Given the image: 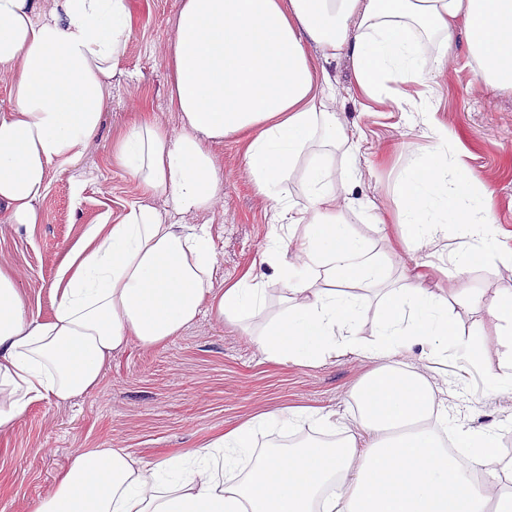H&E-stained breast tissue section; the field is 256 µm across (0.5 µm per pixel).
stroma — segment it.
<instances>
[{
	"mask_svg": "<svg viewBox=\"0 0 512 512\" xmlns=\"http://www.w3.org/2000/svg\"><path fill=\"white\" fill-rule=\"evenodd\" d=\"M179 5L180 0H128L132 33L124 74L112 84L99 134L78 165L51 172L37 205L38 223L0 224V268L16 276L29 317L52 316L57 270L88 226L107 213L120 218L144 199L138 180L113 157L114 139L143 112L168 130L180 127V115L169 102L165 56ZM447 52L446 64L433 79L422 84L391 80L374 97L360 90L351 58L337 56L328 67L332 107L354 135L336 146L332 181L346 221L385 258L390 287L409 284L419 271L426 287L449 296V321L460 338L483 349V358L462 376L456 368L412 354L407 360L432 387L444 389L449 425L493 428L495 454L512 458V394L485 389L482 381L483 370L497 364L493 343L499 324L454 299L463 286L487 298L512 289V266L479 262L457 279L442 242L416 244L413 229L399 217L400 184L412 155L430 150L433 129L444 126L448 163H466L492 192V214L501 230L498 246L512 249V89H494L484 81L465 37H457ZM249 141V135L235 134L208 143L224 173V189L219 203L194 221L211 227L214 287L228 288L253 272L267 291L272 315L287 282L265 261L273 203L248 175ZM75 178L85 184L77 204L71 195ZM377 366L352 351L312 366L277 363L266 358L243 324H220L200 315L165 345L134 344L116 354L94 392L68 403L35 401L0 429V512H33L52 492L57 474L90 448H126L155 463L284 408L331 412L337 429L360 432L352 393Z\"/></svg>",
	"mask_w": 512,
	"mask_h": 512,
	"instance_id": "stroma-1",
	"label": "stroma"
}]
</instances>
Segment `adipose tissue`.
<instances>
[{"mask_svg": "<svg viewBox=\"0 0 512 512\" xmlns=\"http://www.w3.org/2000/svg\"><path fill=\"white\" fill-rule=\"evenodd\" d=\"M464 31L486 82L512 87V0H181L168 46L170 131L143 115L113 144V155L140 182L144 201L114 224L92 225L60 266L53 316L30 318L15 277L0 270V428L34 401H68L94 391L115 354L131 343L161 346L201 314L240 321L267 306L259 280L245 276L214 291L210 211L224 176L205 145L252 132L247 165L257 191L274 202L273 223L303 225L299 263L289 265L282 308L259 345L269 358L312 365L339 349L386 365L353 398L372 438L258 449L256 433L330 415L293 409L258 416L211 436L190 454L160 463L124 448L81 452L61 471L34 512H512V488L474 484L473 474L512 460L492 456L488 431H457L468 466L441 445L430 422L443 418L428 380L394 362L413 348L442 360L448 348L474 360L448 320V298L418 285L391 288L386 266L334 207L331 159L346 137L329 109L324 62L346 54L367 95L388 79L422 82L440 59L419 53L418 34ZM131 33L127 0H0V79L12 105L0 109V223L34 224L53 167L76 164L102 125L112 80L121 73ZM306 161L298 209L279 186ZM402 223L419 239L453 226V268L462 277L479 262L512 265L495 246L492 194L462 162L423 154L408 168ZM163 199L166 210L152 206ZM327 287H319V280ZM362 286L376 290L377 340L358 341ZM504 324L488 389L512 393V292L486 300Z\"/></svg>", "mask_w": 512, "mask_h": 512, "instance_id": "ef3b65f1", "label": "adipose tissue"}]
</instances>
